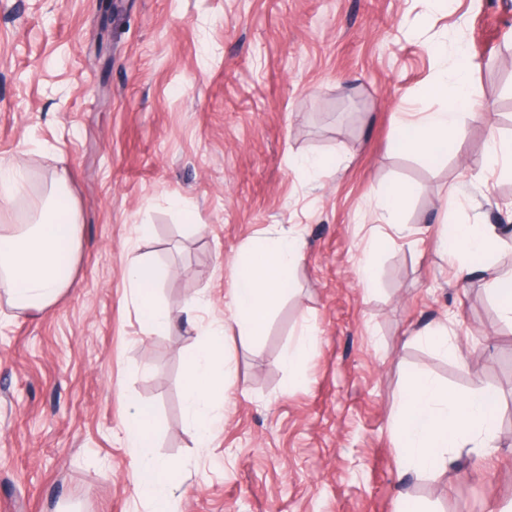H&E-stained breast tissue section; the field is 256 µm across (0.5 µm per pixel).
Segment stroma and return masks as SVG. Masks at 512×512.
Segmentation results:
<instances>
[{
	"instance_id": "obj_1",
	"label": "stroma",
	"mask_w": 512,
	"mask_h": 512,
	"mask_svg": "<svg viewBox=\"0 0 512 512\" xmlns=\"http://www.w3.org/2000/svg\"><path fill=\"white\" fill-rule=\"evenodd\" d=\"M438 45L472 60L479 113L428 157L397 141L445 106L425 93ZM493 137L512 139V0H0V164L26 182L12 219L61 175L83 224L70 292L0 316V512H149L131 403L155 415L153 456L184 467L176 512H398L403 494L425 512H512V322L487 289L512 269V234L466 280L437 244L448 223L512 225ZM314 155L322 172L297 165ZM395 183L413 188L398 228L376 207ZM294 227L302 258L263 335L224 337V429L199 446L186 312L223 322L238 249ZM136 256L164 269L174 328L143 331ZM304 320L316 341L291 372ZM441 323L448 353L410 341ZM415 373L495 391L494 448L402 471L393 413Z\"/></svg>"
}]
</instances>
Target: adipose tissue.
<instances>
[{
    "instance_id": "ef3b65f1",
    "label": "adipose tissue",
    "mask_w": 512,
    "mask_h": 512,
    "mask_svg": "<svg viewBox=\"0 0 512 512\" xmlns=\"http://www.w3.org/2000/svg\"><path fill=\"white\" fill-rule=\"evenodd\" d=\"M469 61L457 52L451 67L442 69L432 92L441 93L446 107L403 126L400 148L437 154L447 151L461 111L474 109L467 76ZM25 177L19 166H0V297L17 310L45 309L74 285L73 267L79 253L82 226L64 181H57L35 223L6 224ZM494 231L482 224H453L441 237V248L468 277L474 262L492 249ZM300 258L297 233H276L242 248L231 267L230 324L239 336L252 339L266 329L286 292L288 274ZM163 276L156 264L133 258L127 280L146 331L169 322L157 301ZM194 345L185 391L186 413L199 443H207L222 422L224 406V329L206 326ZM498 397L482 390L458 396L424 375H415L403 391L394 416L397 445L404 468L430 471L443 464L448 448L493 447ZM155 427L150 411L135 405L124 420L125 440L132 455L137 493L152 504V512H172L179 465L150 456L147 441Z\"/></svg>"
}]
</instances>
